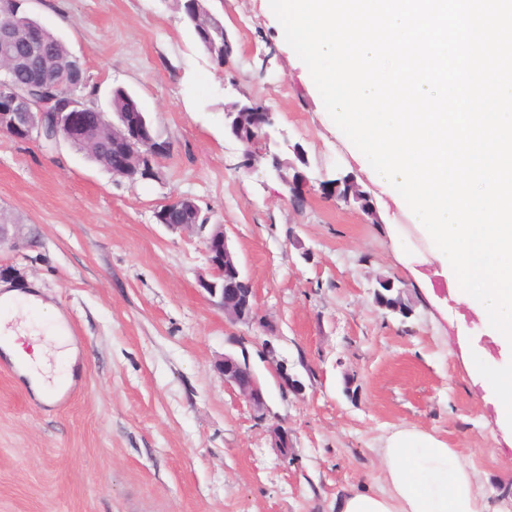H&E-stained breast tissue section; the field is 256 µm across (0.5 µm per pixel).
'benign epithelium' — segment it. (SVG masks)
<instances>
[{"mask_svg":"<svg viewBox=\"0 0 512 512\" xmlns=\"http://www.w3.org/2000/svg\"><path fill=\"white\" fill-rule=\"evenodd\" d=\"M28 16L18 12L11 18L0 19V43L7 45L14 40L26 39L25 53L21 56H0V133L9 135L20 142L42 140L55 146L60 141L73 143L85 139L103 128L104 111L92 102L77 95V89L85 81L79 63L66 72H55L47 67L44 46L25 37L24 30ZM30 62L43 65L42 77L32 83L23 84L15 80L17 70ZM275 124L274 112L265 106L255 105V99L248 97L233 103L224 112V132L243 146L242 165L248 169L267 161L270 169L288 187L289 197H307L313 190L306 174L296 166H290L293 173H283L285 163L276 154L262 147L269 137V129ZM250 127L251 139L241 136V129ZM112 130L119 136L112 140L128 143L126 152L112 161L108 171L114 177L126 178L133 165L134 150H142L153 143L151 128L143 113L123 112L118 120L112 121ZM172 232L195 233L199 235L207 257L209 274L199 280V286L209 301L221 310L225 319L234 324H259L266 330L271 326L258 317L257 294L251 283L243 277L236 254L228 244L224 225L210 228L191 218L185 224H168ZM224 385L237 391L258 418L266 415V402L262 388L249 365L232 354H226L216 366ZM275 447L288 450L292 446L291 433L284 426H271Z\"/></svg>","mask_w":512,"mask_h":512,"instance_id":"obj_1","label":"benign epithelium"}]
</instances>
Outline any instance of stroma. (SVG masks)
<instances>
[{"instance_id":"1","label":"stroma","mask_w":512,"mask_h":512,"mask_svg":"<svg viewBox=\"0 0 512 512\" xmlns=\"http://www.w3.org/2000/svg\"><path fill=\"white\" fill-rule=\"evenodd\" d=\"M233 54L217 67L177 0H32L35 17L80 58L83 96L109 108L130 92L171 143L159 178L130 185L70 144L0 135V212L21 224L0 247V281L38 285L78 347L74 395L45 405L0 361V512H335L346 489L381 485L377 450L399 428L446 440L485 494L512 512V449L457 346H489L474 313L429 300L388 234L410 216L362 170L320 108L270 0H208ZM248 97L276 114L268 147L312 184L353 176L374 216L309 195L292 208L265 166L241 168L224 107ZM175 196L223 225L258 296L259 327L234 325L202 294L198 237L159 224ZM413 313L379 307L381 278ZM247 355L289 454L214 368ZM300 381L292 392L284 376Z\"/></svg>"}]
</instances>
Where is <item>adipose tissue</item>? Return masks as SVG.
<instances>
[{"mask_svg":"<svg viewBox=\"0 0 512 512\" xmlns=\"http://www.w3.org/2000/svg\"><path fill=\"white\" fill-rule=\"evenodd\" d=\"M32 306L41 320L30 319ZM0 352L43 401L72 377L74 350L65 318L36 291L0 293ZM377 454L380 489L344 492L336 498V512H503L482 493L474 468L433 434L397 431Z\"/></svg>","mask_w":512,"mask_h":512,"instance_id":"1","label":"adipose tissue"}]
</instances>
